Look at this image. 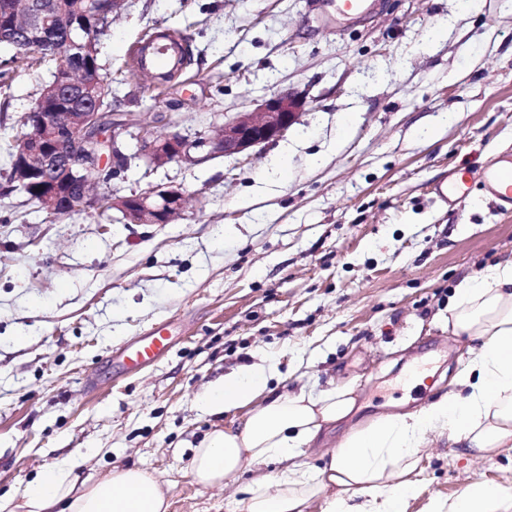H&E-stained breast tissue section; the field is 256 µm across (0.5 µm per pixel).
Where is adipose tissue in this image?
I'll list each match as a JSON object with an SVG mask.
<instances>
[{
	"mask_svg": "<svg viewBox=\"0 0 512 512\" xmlns=\"http://www.w3.org/2000/svg\"><path fill=\"white\" fill-rule=\"evenodd\" d=\"M455 336L469 340L456 389L412 411L383 414L350 429L327 465L314 469L303 450L354 412L352 388L318 394L277 392L276 364L263 358L209 386L197 403L239 419L193 448L189 472L205 488H225L245 465L282 462L244 489L243 512H407L431 434L447 433L462 457L482 459L512 447V259L463 279L448 306ZM26 512H167L163 483L142 468L113 467L93 484H77L67 467L40 471L25 491ZM432 512H512V496L475 481Z\"/></svg>",
	"mask_w": 512,
	"mask_h": 512,
	"instance_id": "1",
	"label": "adipose tissue"
}]
</instances>
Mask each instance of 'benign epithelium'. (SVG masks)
Returning <instances> with one entry per match:
<instances>
[{
	"label": "benign epithelium",
	"mask_w": 512,
	"mask_h": 512,
	"mask_svg": "<svg viewBox=\"0 0 512 512\" xmlns=\"http://www.w3.org/2000/svg\"><path fill=\"white\" fill-rule=\"evenodd\" d=\"M27 24L17 28L25 39L35 42L47 30L53 16L51 0H25ZM104 82L97 76L69 81V93L80 100L96 95ZM61 88L52 85L45 98L36 103V111L27 112L21 123L24 135L13 140L16 155L14 181L23 186L32 177L47 182L42 208L57 217L59 202L74 205V211H101L104 189L93 191L82 176L90 162L99 167L111 165L122 171L128 163L125 135L128 122L110 112H60ZM305 97L289 89L263 99L252 112L214 124L203 134L190 139L175 132L158 135L147 125L137 134L138 151L155 166L172 162L204 164L219 156L241 155L282 139L301 122ZM189 194L182 187L159 184L141 193L112 196V208L132 224H169L183 215Z\"/></svg>",
	"instance_id": "7a95c632"
}]
</instances>
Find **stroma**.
<instances>
[{
    "mask_svg": "<svg viewBox=\"0 0 512 512\" xmlns=\"http://www.w3.org/2000/svg\"><path fill=\"white\" fill-rule=\"evenodd\" d=\"M372 2L343 18L336 0H127L99 45L113 111L161 134L207 130L284 88L306 111L244 156L131 159L118 194L166 183L190 194L168 224L116 210L52 219L0 196V512H23L28 482L63 462L79 481L149 470L169 486V512H242L255 467L224 490L189 473L193 447L234 418L195 396L262 357L280 390L355 388L352 418L306 449L315 468L355 424L449 392L442 373L461 369L467 345L448 299L512 258V215L481 183L455 204L432 186L512 153V13L502 0ZM156 27L186 38L192 61L150 98L145 76L126 73ZM49 78L21 69L0 85V169ZM428 126L435 136H420ZM162 323L176 332L167 353L112 368L113 350ZM476 480L512 492V450L470 462L434 437L408 512Z\"/></svg>",
    "mask_w": 512,
    "mask_h": 512,
    "instance_id": "35a3bbf8",
    "label": "stroma"
}]
</instances>
